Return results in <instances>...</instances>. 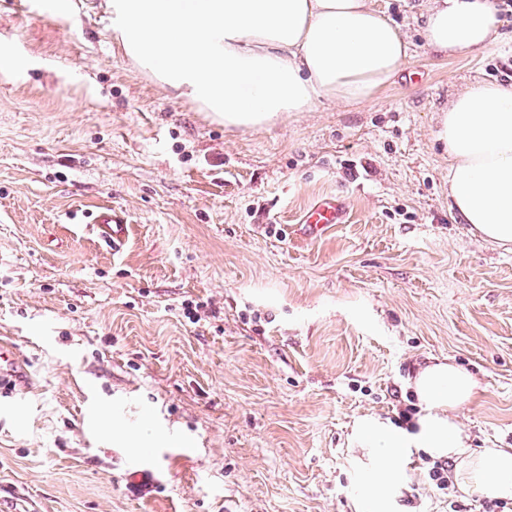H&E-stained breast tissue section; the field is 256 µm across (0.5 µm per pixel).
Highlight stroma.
Segmentation results:
<instances>
[{
    "mask_svg": "<svg viewBox=\"0 0 512 512\" xmlns=\"http://www.w3.org/2000/svg\"><path fill=\"white\" fill-rule=\"evenodd\" d=\"M72 2L0 0V45L36 63L0 76V340L22 381L0 400V512H355L354 421L397 422L443 357L479 382L471 447L512 448V244L450 211L435 135L455 94L512 76V18L445 57L423 0H370L409 46L394 84L253 130L135 69L106 0ZM326 195L347 223L300 236ZM432 465L414 457L398 512H479ZM138 469L162 488L132 495ZM99 229L101 237L116 248L125 234V224L112 215V210L105 209L93 216V223Z\"/></svg>",
    "mask_w": 512,
    "mask_h": 512,
    "instance_id": "obj_1",
    "label": "stroma"
}]
</instances>
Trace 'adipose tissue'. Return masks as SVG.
Returning <instances> with one entry per match:
<instances>
[{
  "label": "adipose tissue",
  "instance_id": "1",
  "mask_svg": "<svg viewBox=\"0 0 512 512\" xmlns=\"http://www.w3.org/2000/svg\"><path fill=\"white\" fill-rule=\"evenodd\" d=\"M123 53L224 125L259 129L320 100H371L398 76L407 44L368 0H112ZM428 49L457 55L497 37L494 0H425ZM450 208L485 242L512 244V82L458 93L439 118ZM478 388L446 360L418 370L411 427L359 419L354 466L370 476L361 512H396L411 456L455 462L463 492L512 499V448L474 451L456 420Z\"/></svg>",
  "mask_w": 512,
  "mask_h": 512
}]
</instances>
